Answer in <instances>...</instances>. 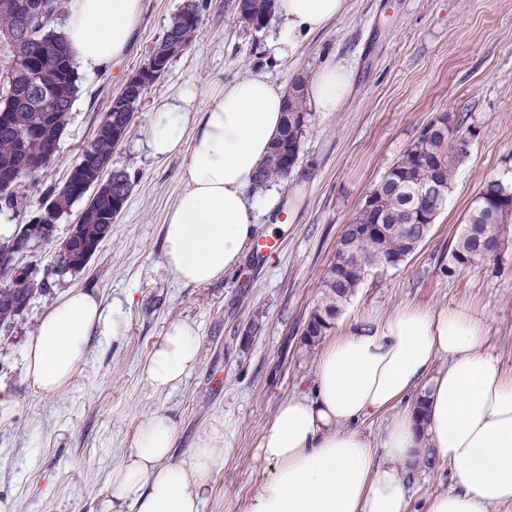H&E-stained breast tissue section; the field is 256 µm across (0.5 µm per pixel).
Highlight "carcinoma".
<instances>
[{
  "label": "carcinoma",
  "mask_w": 512,
  "mask_h": 512,
  "mask_svg": "<svg viewBox=\"0 0 512 512\" xmlns=\"http://www.w3.org/2000/svg\"><path fill=\"white\" fill-rule=\"evenodd\" d=\"M29 5L32 16L40 5H50L52 21L37 22L39 34L31 36L17 4ZM195 17L190 19L182 9L171 22L159 42L153 47L146 63L157 64L153 81L165 76V70L177 56L191 49L202 23L201 7L194 3ZM61 0H0V59L9 67L0 70V207L16 209L23 193L36 176L51 166L32 171L29 161L46 156L56 148L64 134L69 114L79 93V76L71 60L63 33L57 27ZM144 92L133 91L120 96L117 103L122 111L108 107L97 133L84 148L79 159L89 155L106 159L120 144L108 131L117 127L116 119H133ZM311 114L307 112L304 90L288 96V112L267 159L259 167L253 191L261 193L270 184L288 178L286 168L295 166L302 139ZM472 130L466 117L458 118L455 128L448 127L447 117L440 116L429 123L402 156L369 190L373 195V213L358 207L351 224L377 223L375 232L342 234L333 260L325 269L319 284L317 302L304 325L302 335L313 348L330 332L336 318L354 296L364 279L357 263L364 261L376 269L394 268L408 258L427 237L435 219L444 209L456 168L467 157V136ZM439 177L443 195L432 202L422 201L417 192L421 184ZM133 183L122 171H112L97 185L95 192L84 193L72 182L62 188L50 187L43 199L60 201L62 213L74 203L85 202L81 212L80 233L56 248L53 264L43 276L30 281L18 278L6 288H0V328L8 329L23 315L37 292L51 287L50 280L61 278L71 270L74 260L78 272L87 267L82 254L90 249L84 237L94 235L104 241L112 233V224L122 214L116 209L115 198H130ZM420 209L425 219L412 217ZM512 225V183L490 179L475 199L466 223L448 254V273L464 271L487 262L483 255L486 243L494 241L498 250L509 244Z\"/></svg>",
  "instance_id": "obj_1"
}]
</instances>
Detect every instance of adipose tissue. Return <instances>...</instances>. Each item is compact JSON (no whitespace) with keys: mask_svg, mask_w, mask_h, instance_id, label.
<instances>
[{"mask_svg":"<svg viewBox=\"0 0 512 512\" xmlns=\"http://www.w3.org/2000/svg\"><path fill=\"white\" fill-rule=\"evenodd\" d=\"M143 0H70L63 28L78 70L95 73L126 53ZM345 0H277L283 24L270 51L291 55L301 36L323 30ZM354 84L351 67L329 64L309 81L307 100L337 112ZM200 92L183 89L156 110L148 130L153 156L184 155V189L163 225V263L181 283L203 286L234 271L260 231L257 213L274 204L253 179L283 120L285 95L253 75L218 86L197 119ZM126 316L92 291L73 289L40 318L22 356L32 391L61 393L88 359L96 336L122 335ZM483 314L459 305H403L357 319L322 348L312 397L282 402L259 453L270 467L245 512H409L425 458L448 463V489L431 493L426 512H489L512 505V373L486 348ZM200 341L172 322L145 369L150 388L177 387L199 362ZM388 419L380 439L360 421ZM236 434L212 418L176 453L178 427L157 412L139 427L106 484L107 512H201L208 479L224 468Z\"/></svg>","mask_w":512,"mask_h":512,"instance_id":"1","label":"adipose tissue"}]
</instances>
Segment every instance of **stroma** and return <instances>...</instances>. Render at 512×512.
<instances>
[{
	"label": "stroma",
	"instance_id": "35a3bbf8",
	"mask_svg": "<svg viewBox=\"0 0 512 512\" xmlns=\"http://www.w3.org/2000/svg\"><path fill=\"white\" fill-rule=\"evenodd\" d=\"M182 0H144L135 37L111 71L80 75L79 94L42 186L62 187L108 105L165 33ZM193 47L142 97L111 166L134 182L128 204L88 267L36 294L0 331V385L14 402L0 413V501L13 512H102L106 480L128 452L137 426L161 411L180 426L179 449L215 416L237 424L224 468L210 480L202 512H244L269 471L258 448L278 405L312 396L316 352L305 322L320 278L369 188L440 115L466 117L473 135L447 204L426 239L399 266L369 276L337 320L334 335L366 314L409 303L463 304L484 312L487 347L512 371V245L490 263L452 274L448 248L485 179L512 178V0H347L344 12L304 38L293 55L268 49L280 18L262 29L239 23L237 0H203ZM352 66L353 93L338 112L313 113L287 180L272 184L275 205L258 216L259 240L241 265L204 287L177 281L163 265L162 226L183 189V156L146 148L149 119L181 90L196 86L198 107L212 86L263 74L289 88L297 74L326 62ZM88 288L105 305L122 304L123 335L98 336L84 368L59 395L41 398L26 381L22 348L40 316L62 294ZM190 324L198 365L175 389L158 393L143 372L168 324Z\"/></svg>",
	"mask_w": 512,
	"mask_h": 512
}]
</instances>
